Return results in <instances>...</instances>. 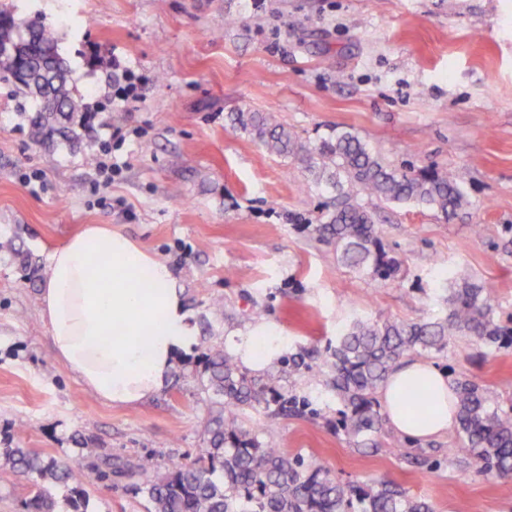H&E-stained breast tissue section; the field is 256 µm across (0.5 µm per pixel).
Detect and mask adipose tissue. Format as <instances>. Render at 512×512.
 Listing matches in <instances>:
<instances>
[{"mask_svg": "<svg viewBox=\"0 0 512 512\" xmlns=\"http://www.w3.org/2000/svg\"><path fill=\"white\" fill-rule=\"evenodd\" d=\"M40 313L57 357L82 385L109 404L135 406L169 381L193 330L173 269L108 224H87L47 258ZM280 335L261 324L235 345L245 367L260 372L276 361ZM425 390L427 416L418 419L405 399ZM388 425L424 442L455 424L452 380L436 362L402 359L378 390Z\"/></svg>", "mask_w": 512, "mask_h": 512, "instance_id": "adipose-tissue-1", "label": "adipose tissue"}]
</instances>
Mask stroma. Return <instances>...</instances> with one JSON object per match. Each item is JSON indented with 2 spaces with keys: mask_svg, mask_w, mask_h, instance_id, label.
Segmentation results:
<instances>
[{
  "mask_svg": "<svg viewBox=\"0 0 512 512\" xmlns=\"http://www.w3.org/2000/svg\"><path fill=\"white\" fill-rule=\"evenodd\" d=\"M17 22L55 30L70 79L95 109L76 142L35 137L31 98L0 84V238H19L29 265L0 254V445L79 461L82 443L113 462L152 458L158 471L195 458L208 411L197 350L180 354L167 385L134 406L83 389L59 360L40 314L46 258L86 224H109L173 267L193 340L231 344L259 323L277 327L305 365L283 377L307 402L247 426L291 454L321 457L345 482L393 481L436 512H512V476L449 467L456 431L413 444L392 430L391 455L355 447L337 430L324 385L326 349L357 320L446 314L447 276L466 266L491 288L512 326V0H4ZM142 101L112 103L125 70ZM274 112L302 138L354 129L393 167L456 170L472 207L454 217L413 204L374 203V221L401 260L372 281L341 266L312 226L332 205L310 173L270 156L231 114ZM110 141L121 176L104 183L92 154ZM43 175L32 192L19 172ZM131 209L126 219L123 209ZM482 225L475 234L474 225ZM223 310L210 309L212 299ZM453 377L512 392V347L457 338L440 357ZM142 477L84 472L87 512H149ZM56 512L70 490L0 460V512H27L39 489Z\"/></svg>",
  "mask_w": 512,
  "mask_h": 512,
  "instance_id": "35a3bbf8",
  "label": "stroma"
}]
</instances>
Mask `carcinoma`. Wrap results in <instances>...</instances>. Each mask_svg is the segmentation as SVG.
<instances>
[{"instance_id":"carcinoma-1","label":"carcinoma","mask_w":512,"mask_h":512,"mask_svg":"<svg viewBox=\"0 0 512 512\" xmlns=\"http://www.w3.org/2000/svg\"><path fill=\"white\" fill-rule=\"evenodd\" d=\"M21 43L17 52L0 53V81L19 94H32L30 77L45 81L44 94L57 112L36 109L28 116L37 131L59 126L68 132L77 116H87L84 96L70 83L59 57L51 25L41 19L18 24L13 12L0 8V40ZM235 125L271 154L289 158L315 174L316 186L334 193L332 208L315 225L316 238L334 247L336 260L376 282L394 279L399 259L381 240L371 204L413 203L446 217L470 205L463 179L455 172L397 170L375 154L359 135L336 127L316 143L297 137L270 112H239ZM448 313L418 321H356L327 348L325 385L343 407L336 428L359 448L387 455L380 437L384 416L378 390L404 356L445 355L459 336H470L490 349L512 345V327L496 316L491 290L467 273L456 272L448 288ZM201 389L208 398L203 448L198 459L155 471L148 458L127 465L147 476L142 492L152 512H433L431 505L409 496L392 481L371 487L336 479L312 456H289L262 442L243 423L245 409L278 417L298 409L295 397L279 389L280 375L254 377L219 343L199 346ZM456 432L467 445V458H448V466H473L478 474L512 473V394L506 402L492 398L467 379L453 380ZM12 467L54 484L71 487L73 512H80L79 468L27 448H0Z\"/></svg>"}]
</instances>
